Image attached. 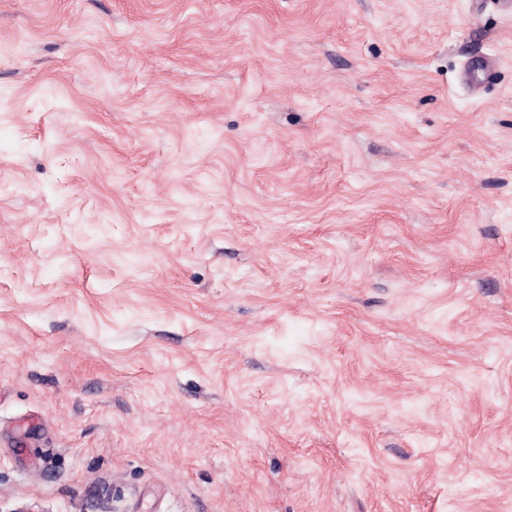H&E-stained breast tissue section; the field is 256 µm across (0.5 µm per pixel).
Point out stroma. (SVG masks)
Segmentation results:
<instances>
[{"label": "stroma", "mask_w": 512, "mask_h": 512, "mask_svg": "<svg viewBox=\"0 0 512 512\" xmlns=\"http://www.w3.org/2000/svg\"><path fill=\"white\" fill-rule=\"evenodd\" d=\"M22 506L512 512V17L0 0ZM495 69V57H486L481 61L480 67L473 70V72L470 66L467 67L463 73V80L471 91L479 93L484 84L495 73Z\"/></svg>", "instance_id": "35a3bbf8"}]
</instances>
